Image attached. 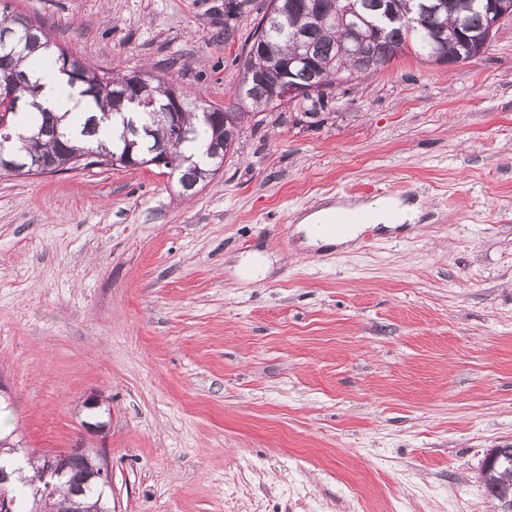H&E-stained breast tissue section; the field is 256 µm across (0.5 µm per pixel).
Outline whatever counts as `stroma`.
<instances>
[{
	"instance_id": "1",
	"label": "stroma",
	"mask_w": 512,
	"mask_h": 512,
	"mask_svg": "<svg viewBox=\"0 0 512 512\" xmlns=\"http://www.w3.org/2000/svg\"><path fill=\"white\" fill-rule=\"evenodd\" d=\"M225 3L10 0L94 68L221 108L267 7ZM375 197L425 215L298 248L314 206ZM0 384L24 447L105 450L112 512H497L479 473L512 445V20L475 60L409 50L341 83L319 125L245 121L191 197L153 166L0 176ZM271 263L262 252L254 251L242 265L241 271L251 281L264 279L270 271Z\"/></svg>"
}]
</instances>
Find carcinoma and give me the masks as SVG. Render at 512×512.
<instances>
[{"label":"carcinoma","instance_id":"carcinoma-1","mask_svg":"<svg viewBox=\"0 0 512 512\" xmlns=\"http://www.w3.org/2000/svg\"><path fill=\"white\" fill-rule=\"evenodd\" d=\"M285 2L288 18L267 29L261 52L248 61L267 70L271 80L279 75L276 64L293 62L291 78L304 88L294 106L311 123L332 100L330 88L336 79L377 73L409 47L428 59L440 53L450 60L462 56L466 61L480 56L489 47L482 38L485 0H442L444 8L438 12L420 9V5L434 0H340V11L324 26L310 23L300 9L301 0ZM383 3L408 22L393 25L382 37L374 39L369 24ZM3 37L8 45L0 44V80L13 77L15 82L8 104L0 102V114L7 115L9 125L24 132V137L0 144L1 172L19 175L24 166L39 159H52L63 165L64 170H73L75 164L71 160L85 155L95 156L108 168L115 157H128L139 163L155 158L157 149L169 143L167 107L175 89L167 82L153 78L146 86L126 89L121 85L125 76L99 73L88 63L73 58L51 40L42 25L12 9L7 2L0 7V39ZM342 42L357 44L361 55L339 54ZM310 47L314 61L306 64L301 57ZM37 53L41 54L38 63L42 70L62 75L66 84L79 88L97 111L58 114L45 106L40 96L41 77L28 66ZM366 56L375 60V69L365 68ZM267 93L268 87L261 81L240 87L236 97L242 98L243 106L236 107L234 112L213 108L216 118L209 124L201 121L200 110L185 106L176 111L181 125L189 132L172 147L178 159L173 172L178 175L183 193L195 194L198 185L216 174L245 120L280 108L278 104H267ZM102 128L111 130L108 145L90 141ZM67 456L65 474L47 478L42 455L26 457L15 451L0 456V468L32 470L25 474L26 483L13 488L14 512H48L65 494L76 498L81 512H106L110 508V483L93 478L98 454L74 448ZM483 473L489 496L501 508L512 510V446L492 449L484 460ZM47 483L52 485L51 498H35V489Z\"/></svg>","mask_w":512,"mask_h":512}]
</instances>
